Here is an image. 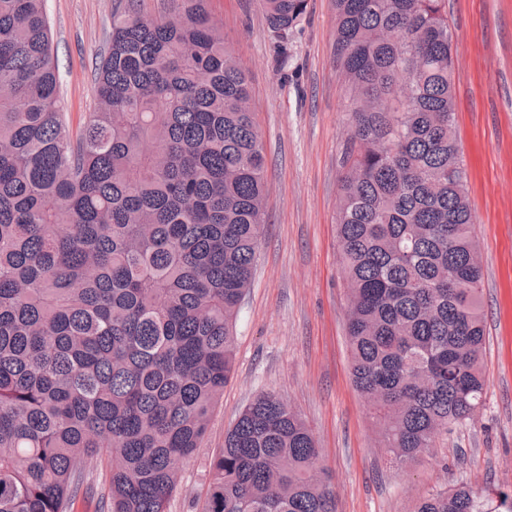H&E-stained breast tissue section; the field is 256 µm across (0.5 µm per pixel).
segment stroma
<instances>
[{
    "mask_svg": "<svg viewBox=\"0 0 512 512\" xmlns=\"http://www.w3.org/2000/svg\"><path fill=\"white\" fill-rule=\"evenodd\" d=\"M119 0H46L60 109L72 136L96 111L95 68ZM247 71L265 155V224L252 286L238 314L234 373L168 512H201L212 456L239 412L272 393L305 421L336 512H416L466 483L512 492V0H448L456 129L483 268V404L400 464L350 375L346 282L336 238L351 113L336 72L334 0H308L280 56L263 0H206Z\"/></svg>",
    "mask_w": 512,
    "mask_h": 512,
    "instance_id": "stroma-1",
    "label": "stroma"
}]
</instances>
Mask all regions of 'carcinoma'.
Listing matches in <instances>:
<instances>
[{"label": "carcinoma", "mask_w": 512, "mask_h": 512, "mask_svg": "<svg viewBox=\"0 0 512 512\" xmlns=\"http://www.w3.org/2000/svg\"><path fill=\"white\" fill-rule=\"evenodd\" d=\"M45 0H0V512H167L234 362L265 217L249 83L205 0H127L72 140ZM351 102L337 235L351 374L400 463L480 406L486 329L448 0H335ZM279 52L307 0H264ZM202 512H336L321 453L256 396ZM417 512H512L461 485Z\"/></svg>", "instance_id": "1"}]
</instances>
